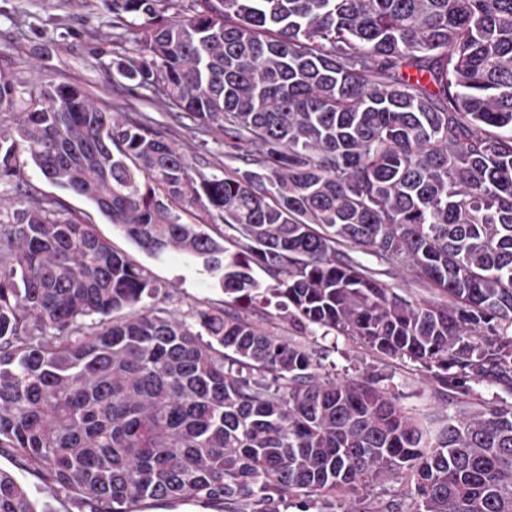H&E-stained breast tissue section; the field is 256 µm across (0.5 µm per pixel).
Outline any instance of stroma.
Instances as JSON below:
<instances>
[{"mask_svg":"<svg viewBox=\"0 0 512 512\" xmlns=\"http://www.w3.org/2000/svg\"><path fill=\"white\" fill-rule=\"evenodd\" d=\"M136 53L135 42L113 37L110 0H0V63L11 68L19 91L29 93L37 82L76 84L112 111L152 117L156 128L206 176L221 177L244 167L242 153L225 147L222 134L204 131L190 119L178 117L162 98H134L126 92V81L116 73L113 61ZM18 164L19 182L0 181V205H9L23 190L38 198L57 199L74 214L90 215L101 236L147 269L161 289L158 301L163 306L186 314L198 306L223 303V293L198 267L175 253L160 262L153 260L85 199L49 184L27 159H19ZM283 333L312 352L321 377H375L381 387L396 395L407 413L431 417L438 427L464 407L512 405V394L499 386L475 382L468 394L448 391L427 378L418 364L380 355L351 336L305 335L290 325Z\"/></svg>","mask_w":512,"mask_h":512,"instance_id":"35a3bbf8","label":"stroma"}]
</instances>
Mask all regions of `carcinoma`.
I'll return each instance as SVG.
<instances>
[{"label": "carcinoma", "mask_w": 512, "mask_h": 512, "mask_svg": "<svg viewBox=\"0 0 512 512\" xmlns=\"http://www.w3.org/2000/svg\"><path fill=\"white\" fill-rule=\"evenodd\" d=\"M112 0L116 70L258 169L193 176L142 114L78 85L25 101L0 67V180L24 153L149 256L202 265L224 305L178 316L57 200L0 219V448L64 506L332 512L388 478L408 512H512V406L435 442L370 378L238 311L512 392V0ZM202 211L221 224L209 233ZM362 255L376 259L366 265ZM262 269L274 281L264 288ZM404 270L437 301L385 281ZM0 512H57L0 468ZM218 507L204 506L198 503L184 502L177 505L148 503L141 512H222Z\"/></svg>", "instance_id": "1"}]
</instances>
